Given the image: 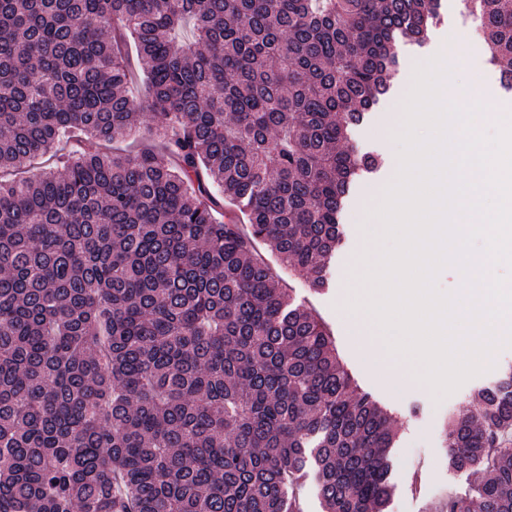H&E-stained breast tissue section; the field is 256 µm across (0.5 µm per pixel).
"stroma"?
<instances>
[{
    "mask_svg": "<svg viewBox=\"0 0 512 512\" xmlns=\"http://www.w3.org/2000/svg\"><path fill=\"white\" fill-rule=\"evenodd\" d=\"M439 12L442 22L433 26L423 50L401 45V66L397 77L391 81L389 94L374 107L369 121L353 136L360 152H380L385 164L373 178L357 182L351 190L342 213L346 244L332 264L328 288L323 293L313 294L300 275L283 270L278 273L284 284L295 288L298 298L329 323L342 362L351 370L358 385L372 392L395 419L397 438L391 450L394 492L386 512H440L448 496L464 491L473 483L471 473L458 472L448 466L445 436L449 421L453 414L473 409L477 391L492 384L502 367L512 364V347H502L497 351L493 369L468 379L443 399H436L428 387L395 393L387 386L384 367L353 346L349 325L337 310L345 265L358 250L361 237L379 228L378 222L369 217L367 200L372 188L387 186L395 178L399 145L393 130L403 124L404 105L412 87L414 70L418 64L439 53L442 45L447 43L449 33L476 24L464 0H440ZM460 54L461 59L452 75L458 84L476 89L477 101L484 103L491 115L484 128L494 130L495 116L512 113V90L503 86L499 71L490 64L489 51L482 37L464 43Z\"/></svg>",
    "mask_w": 512,
    "mask_h": 512,
    "instance_id": "1",
    "label": "stroma"
}]
</instances>
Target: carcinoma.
Masks as SVG:
<instances>
[{
	"mask_svg": "<svg viewBox=\"0 0 512 512\" xmlns=\"http://www.w3.org/2000/svg\"><path fill=\"white\" fill-rule=\"evenodd\" d=\"M440 0H0V512H384L391 416L291 302L314 291L348 146ZM512 88V0H466ZM188 26L189 42L175 37ZM146 86L137 100L134 81ZM165 139L129 155L133 122ZM454 420L444 512H512V370ZM304 512H322L312 474L300 479L297 490Z\"/></svg>",
	"mask_w": 512,
	"mask_h": 512,
	"instance_id": "cac0c4a2",
	"label": "carcinoma"
}]
</instances>
